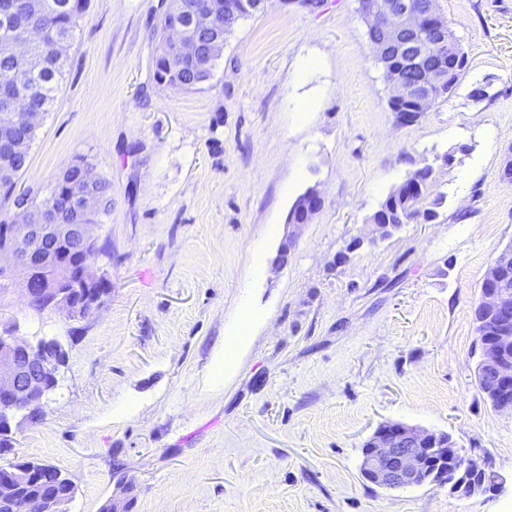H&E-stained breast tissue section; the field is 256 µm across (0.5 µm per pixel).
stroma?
<instances>
[{
    "label": "stroma",
    "mask_w": 512,
    "mask_h": 512,
    "mask_svg": "<svg viewBox=\"0 0 512 512\" xmlns=\"http://www.w3.org/2000/svg\"><path fill=\"white\" fill-rule=\"evenodd\" d=\"M159 3L89 0L16 185L41 200L82 160L112 190L97 315L0 293V326L69 352L41 420L13 430L16 460L67 473L68 512H512V415L477 386L473 320L512 245V0H436L467 65L407 124L357 0H267L191 91L152 79ZM425 166L438 218L376 237L373 213ZM312 188L323 205L274 267ZM245 307L255 322L214 379ZM385 421L448 433L503 489L367 483L361 447Z\"/></svg>",
    "instance_id": "obj_1"
}]
</instances>
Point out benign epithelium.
<instances>
[{
    "instance_id": "benign-epithelium-1",
    "label": "benign epithelium",
    "mask_w": 512,
    "mask_h": 512,
    "mask_svg": "<svg viewBox=\"0 0 512 512\" xmlns=\"http://www.w3.org/2000/svg\"><path fill=\"white\" fill-rule=\"evenodd\" d=\"M266 0H223L224 15L216 20L209 0H199L193 12L171 7L166 13L164 36L175 53L195 56L197 32L237 21L246 12L260 10ZM359 12L378 64L383 69L391 103L416 101L420 108L452 81L458 65L459 45L448 25L436 12L435 0H359ZM44 37L42 29L23 27L10 49L27 65L33 64L30 44ZM8 107L0 112L1 128H35L42 113L33 110L15 88L0 87ZM12 219L0 237V278L17 285L28 303L49 297L70 320H85L100 312L106 296H70L69 289L96 282L98 262L88 258L99 245L96 224L53 220L55 210L26 205L13 206ZM512 265V252L500 254L483 278L479 308L483 322L497 333L499 347L512 344V296L497 272ZM65 357L50 356L9 329L0 332V422L27 410L34 413L47 400L57 382ZM481 365L486 380L500 394L499 412L512 414V365L488 346ZM17 467L0 468V508L6 512H33V503L17 495L11 486ZM364 480L385 489L434 483L464 495L497 492L503 478L485 461L466 459L453 448L451 438L397 421L381 423L368 438L363 457Z\"/></svg>"
}]
</instances>
